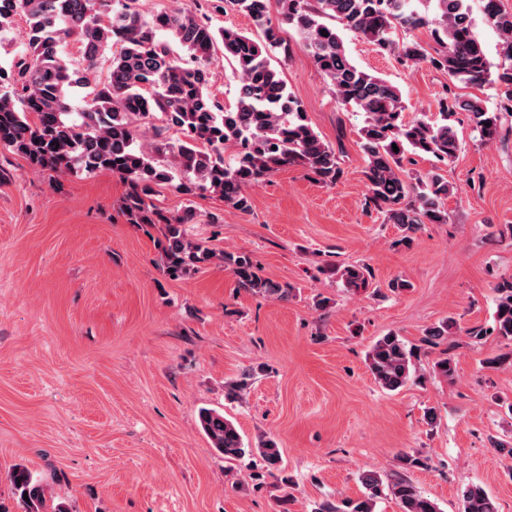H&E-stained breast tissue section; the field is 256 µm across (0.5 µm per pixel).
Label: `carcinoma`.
<instances>
[{
  "label": "carcinoma",
  "instance_id": "carcinoma-1",
  "mask_svg": "<svg viewBox=\"0 0 512 512\" xmlns=\"http://www.w3.org/2000/svg\"><path fill=\"white\" fill-rule=\"evenodd\" d=\"M0 0V32L13 18H26L23 51L9 68L0 67V145L25 158L35 169L91 175L110 171L127 181L123 209L134 224L164 225L162 260L171 273L189 263L214 259L232 272L238 286L263 299L286 300L292 288L260 276L244 253L215 251L188 238L184 225L191 211L169 217L148 202L154 187L173 182L188 196L216 195L234 210L246 212L247 189L291 166L305 168L325 185L342 174L340 155L310 126L301 102L288 90L270 53L288 55V44L272 26L271 3L282 21L294 25L305 48L325 76L336 101L365 114L360 130L366 158L369 195L366 203L397 225L401 240L410 241L425 224L448 223L444 200L452 186L438 173L411 169L415 157L430 155L448 163L460 149L454 128L458 112L466 113L480 140L490 144L500 134V113L512 112V11L503 0H480L485 21L499 37V58L492 63L476 34L470 0H434L435 10L423 15L412 0H224V6L252 19L263 36L256 38L233 27H214L183 8L150 19L131 7L132 0ZM332 19L342 29L326 23ZM427 26L434 51L419 41L399 43L398 29ZM352 31L378 49L393 53L405 64L429 61L455 81L471 87L498 84L505 96L490 109L478 96L439 100L436 120H404L405 105L397 86L354 64L347 55L341 30ZM79 44L81 65L65 54L63 43ZM122 44L112 56L107 75L97 63L112 41ZM178 45V54L173 45ZM236 64L238 96L224 108L209 91L211 65L217 47ZM89 88L90 101L72 111L76 90ZM161 116L153 141L138 142L139 124ZM179 133L173 138L169 131ZM233 145L230 163L224 149ZM398 151H393V147ZM353 292L370 285L372 271L364 263L341 271ZM492 325L466 330L479 342L487 336L512 341V281L497 288ZM457 323L448 317L424 330L430 346L448 342ZM413 353L394 333L380 337L367 354L375 382L394 392L414 374ZM435 376L454 379L455 366L443 350L433 365ZM202 431L212 448L226 460L249 452L235 423L224 413L199 411ZM267 467L279 462L271 440L257 446ZM10 481L23 512H69L62 503L47 506L46 487L23 465ZM365 492L352 499H326L316 512H375L377 499L390 492L400 512H439L437 503L405 479L386 483L373 471L361 476ZM462 512H498L479 485L462 491Z\"/></svg>",
  "mask_w": 512,
  "mask_h": 512
}]
</instances>
